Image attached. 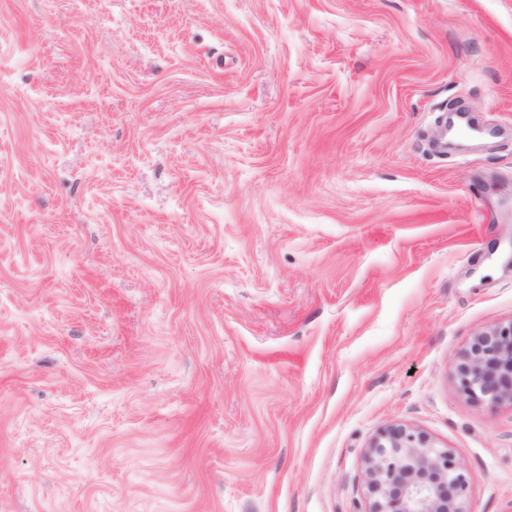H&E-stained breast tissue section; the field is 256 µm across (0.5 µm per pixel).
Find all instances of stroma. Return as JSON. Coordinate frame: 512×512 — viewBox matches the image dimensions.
<instances>
[{
  "mask_svg": "<svg viewBox=\"0 0 512 512\" xmlns=\"http://www.w3.org/2000/svg\"><path fill=\"white\" fill-rule=\"evenodd\" d=\"M510 321L512 0H0V512H512ZM457 373L467 399L512 403V322L477 334L458 358ZM366 512H469L468 473L449 448L404 424L379 431L364 454Z\"/></svg>",
  "mask_w": 512,
  "mask_h": 512,
  "instance_id": "35a3bbf8",
  "label": "stroma"
}]
</instances>
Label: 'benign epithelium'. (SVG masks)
I'll return each mask as SVG.
<instances>
[{"instance_id": "benign-epithelium-1", "label": "benign epithelium", "mask_w": 512, "mask_h": 512, "mask_svg": "<svg viewBox=\"0 0 512 512\" xmlns=\"http://www.w3.org/2000/svg\"><path fill=\"white\" fill-rule=\"evenodd\" d=\"M469 400L512 403V322L477 334L458 358ZM367 512H468V473L449 448L404 424L379 431L364 454Z\"/></svg>"}]
</instances>
